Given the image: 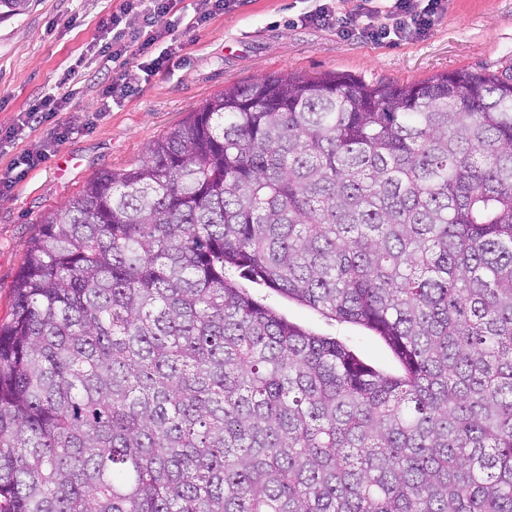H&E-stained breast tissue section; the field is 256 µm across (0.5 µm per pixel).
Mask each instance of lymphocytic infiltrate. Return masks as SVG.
Returning <instances> with one entry per match:
<instances>
[{
	"label": "lymphocytic infiltrate",
	"instance_id": "lymphocytic-infiltrate-1",
	"mask_svg": "<svg viewBox=\"0 0 512 512\" xmlns=\"http://www.w3.org/2000/svg\"><path fill=\"white\" fill-rule=\"evenodd\" d=\"M174 0H122L119 9L100 26L94 56L113 63L111 80L102 85L95 114L111 111L138 90L143 76L169 71L182 61V45L172 21ZM448 9V0H393L384 24H375L376 8L364 7L350 19V31L374 43H397L426 33ZM68 93L41 96L0 133V144L47 122L61 111Z\"/></svg>",
	"mask_w": 512,
	"mask_h": 512
}]
</instances>
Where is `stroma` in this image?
I'll return each mask as SVG.
<instances>
[{"label": "stroma", "mask_w": 512, "mask_h": 512, "mask_svg": "<svg viewBox=\"0 0 512 512\" xmlns=\"http://www.w3.org/2000/svg\"><path fill=\"white\" fill-rule=\"evenodd\" d=\"M121 0H31L21 14L0 19V127L38 97L55 91L75 59L99 33ZM315 0H237L203 27H189L197 0H177L174 18L184 60L143 81L121 106L99 118L89 108L112 76L111 64L86 62L87 75L52 121L0 145V177L34 144L53 141L50 159L0 192V323L9 321L13 285L40 217L62 206L97 173L144 160L150 143L165 136L205 100L224 88L284 70L308 76L347 72L366 82L413 83L459 69H512V0H448L442 18L426 33L397 45H377L341 34L339 26L304 27L300 14ZM67 129L57 138V129ZM251 294L288 321L348 342L374 367L396 373L390 348L362 326L325 318L272 289Z\"/></svg>", "instance_id": "stroma-1"}]
</instances>
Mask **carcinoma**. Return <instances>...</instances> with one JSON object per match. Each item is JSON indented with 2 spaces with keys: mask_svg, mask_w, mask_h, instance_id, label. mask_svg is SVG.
Wrapping results in <instances>:
<instances>
[{
  "mask_svg": "<svg viewBox=\"0 0 512 512\" xmlns=\"http://www.w3.org/2000/svg\"><path fill=\"white\" fill-rule=\"evenodd\" d=\"M40 224L0 512H512V73L230 86ZM251 294L271 306L288 321L316 334L336 336L348 342L357 355L374 367L388 373H398L400 365L390 348L379 337L362 326L325 318L313 308L263 286L251 285Z\"/></svg>",
  "mask_w": 512,
  "mask_h": 512,
  "instance_id": "obj_1",
  "label": "carcinoma"
}]
</instances>
